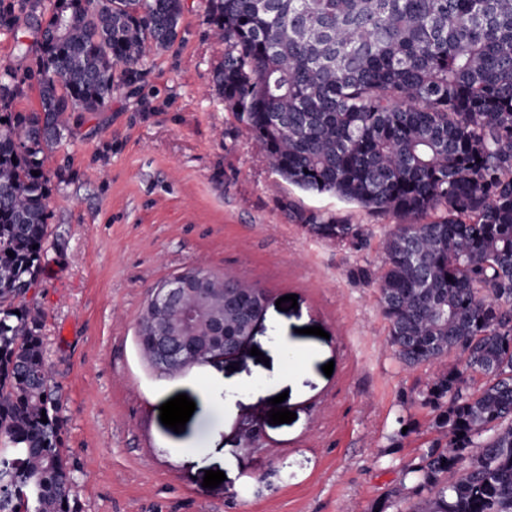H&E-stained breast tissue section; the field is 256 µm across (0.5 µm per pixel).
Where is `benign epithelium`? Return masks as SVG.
Wrapping results in <instances>:
<instances>
[{
    "label": "benign epithelium",
    "instance_id": "benign-epithelium-1",
    "mask_svg": "<svg viewBox=\"0 0 512 512\" xmlns=\"http://www.w3.org/2000/svg\"><path fill=\"white\" fill-rule=\"evenodd\" d=\"M179 296L192 301L206 314L215 335L197 336L195 343L187 344V325L193 313L174 305V300ZM261 318L260 313L241 315L230 291L215 296L201 283L200 276H182L168 280L154 298L153 314L143 335L153 338L152 360L155 368L172 373L211 359L239 355L253 337ZM229 320L238 323V335H224V323Z\"/></svg>",
    "mask_w": 512,
    "mask_h": 512
}]
</instances>
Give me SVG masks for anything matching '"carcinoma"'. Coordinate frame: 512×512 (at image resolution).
Instances as JSON below:
<instances>
[{"mask_svg":"<svg viewBox=\"0 0 512 512\" xmlns=\"http://www.w3.org/2000/svg\"><path fill=\"white\" fill-rule=\"evenodd\" d=\"M26 2L0 7L16 47H39L37 110H12L20 82L0 66V479L34 494L0 493V512H78L42 316L24 303L49 237L46 152L175 42L184 3ZM207 13L224 43L216 89L273 169L398 220L380 264L354 270L377 288L396 357H455L418 393L436 437L373 508L512 512V0H207ZM289 216L367 245L345 216Z\"/></svg>","mask_w":512,"mask_h":512,"instance_id":"1","label":"carcinoma"}]
</instances>
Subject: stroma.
Segmentation results:
<instances>
[{"mask_svg":"<svg viewBox=\"0 0 512 512\" xmlns=\"http://www.w3.org/2000/svg\"><path fill=\"white\" fill-rule=\"evenodd\" d=\"M184 5L175 43L105 109L75 113L44 163L52 234L25 302L42 313L73 493L81 512H370L434 437L418 402L432 368L396 358L376 289L349 275L379 262L393 221L274 172L213 89L224 51L206 0ZM37 54L0 30L21 112L37 106ZM292 205L349 216L370 229L367 246L316 237L288 220ZM197 265L263 290L251 343L282 348L280 372L247 352L175 374L152 366L136 338L148 291ZM290 294L296 308L277 309ZM179 394L196 409L177 433L159 408ZM281 394L296 418L273 425ZM246 419L260 432L255 453ZM210 469L226 475L213 489Z\"/></svg>","mask_w":512,"mask_h":512,"instance_id":"1","label":"stroma"}]
</instances>
